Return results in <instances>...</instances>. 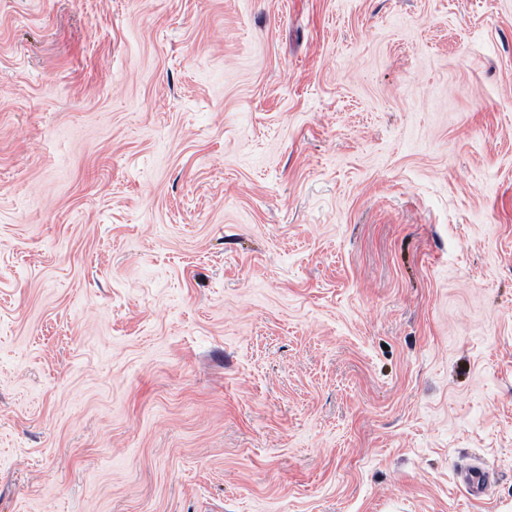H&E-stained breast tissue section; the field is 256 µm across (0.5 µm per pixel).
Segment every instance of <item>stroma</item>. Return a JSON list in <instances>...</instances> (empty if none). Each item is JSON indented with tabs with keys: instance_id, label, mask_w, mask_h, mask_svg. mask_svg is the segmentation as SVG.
Returning <instances> with one entry per match:
<instances>
[{
	"instance_id": "35a3bbf8",
	"label": "stroma",
	"mask_w": 512,
	"mask_h": 512,
	"mask_svg": "<svg viewBox=\"0 0 512 512\" xmlns=\"http://www.w3.org/2000/svg\"><path fill=\"white\" fill-rule=\"evenodd\" d=\"M0 512H512V0H0Z\"/></svg>"
}]
</instances>
